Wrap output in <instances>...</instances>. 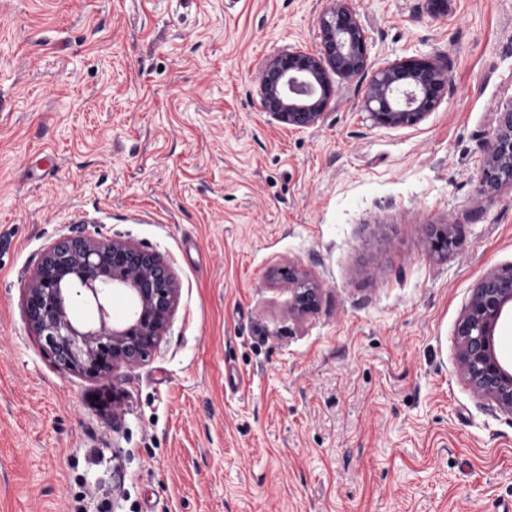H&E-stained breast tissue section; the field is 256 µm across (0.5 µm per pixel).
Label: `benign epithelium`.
<instances>
[{"label": "benign epithelium", "mask_w": 512, "mask_h": 512, "mask_svg": "<svg viewBox=\"0 0 512 512\" xmlns=\"http://www.w3.org/2000/svg\"><path fill=\"white\" fill-rule=\"evenodd\" d=\"M319 18V46L271 56L259 76L264 111L295 130L317 125L335 97L332 76L363 88L361 106L380 127L421 123L451 84L448 63L437 56H411L374 66L368 35L349 0H330ZM479 182L512 186V106L500 113L489 140ZM455 224L429 229L430 247L441 253L454 243ZM279 287L293 294V311L318 304L320 285L294 270L281 273ZM180 287L156 252L121 239L63 238L44 251L25 289V311L55 365L86 377L118 367L135 368L150 358L167 331ZM128 313L112 318V296ZM93 305V319L71 314L74 297ZM512 316V266L492 269L473 288L457 327V367L472 395L512 416V362L500 349L505 318Z\"/></svg>", "instance_id": "7a95c632"}]
</instances>
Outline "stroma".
Here are the masks:
<instances>
[{"mask_svg": "<svg viewBox=\"0 0 512 512\" xmlns=\"http://www.w3.org/2000/svg\"><path fill=\"white\" fill-rule=\"evenodd\" d=\"M325 5L0 0V512H512V416L456 367L475 283L512 266V188L479 184L512 105V0H352L376 64L444 56L448 92L384 128L339 79L294 130L258 75L317 49ZM67 235L176 275L138 368L60 370L28 323ZM288 265L321 286L303 317ZM456 224L448 220V224H441L440 227L437 225H429V239L430 247L433 252L441 253L448 250L453 243V231L455 230Z\"/></svg>", "mask_w": 512, "mask_h": 512, "instance_id": "1", "label": "stroma"}]
</instances>
